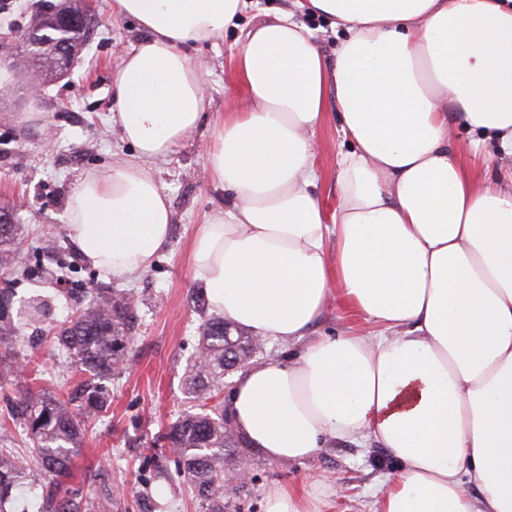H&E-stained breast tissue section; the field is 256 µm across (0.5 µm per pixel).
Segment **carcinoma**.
<instances>
[{
    "mask_svg": "<svg viewBox=\"0 0 512 512\" xmlns=\"http://www.w3.org/2000/svg\"><path fill=\"white\" fill-rule=\"evenodd\" d=\"M54 13L40 11L31 27L42 38L35 49H22L24 66L44 78L63 70L89 40L93 20L77 17L64 27L53 23ZM20 250L17 225L0 223V272L18 271L14 255ZM88 302L55 332L60 354L76 363L86 378L66 395L54 391L51 381L37 377V387L19 391L11 401L12 419L25 426L32 443L25 456L0 448V512L17 500V492L40 491L39 512H114L118 509L108 470L90 473L94 488L75 481L73 459L85 435L102 420L110 405L107 382L127 369L128 346L134 318V295L117 288H87ZM13 289L0 288V385H10L22 363L33 362L34 351L11 315ZM47 303L32 299L24 306L29 325L39 324ZM233 324L210 317L201 325L200 350L185 380L189 398L202 407L174 422L164 435L174 456L175 473L197 492L202 512H224V480L231 453L243 445L240 435H224V376L234 370L231 359L256 356L263 342L232 335Z\"/></svg>",
    "mask_w": 512,
    "mask_h": 512,
    "instance_id": "cac0c4a2",
    "label": "carcinoma"
}]
</instances>
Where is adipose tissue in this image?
I'll use <instances>...</instances> for the list:
<instances>
[{"label":"adipose tissue","mask_w":512,"mask_h":512,"mask_svg":"<svg viewBox=\"0 0 512 512\" xmlns=\"http://www.w3.org/2000/svg\"><path fill=\"white\" fill-rule=\"evenodd\" d=\"M340 41L327 59L292 12L248 30L235 105L203 176L232 192L198 230L193 277L212 310L287 353L240 368L228 404L266 459L375 441L395 474L372 512H512V185L465 166L481 141L512 156V0H296ZM249 0H112L146 32L112 75L138 157H167L210 106L188 46L223 38ZM351 144L339 203L316 194L328 110ZM465 127L469 139L456 135ZM170 204L121 163L83 174L69 229L115 277L166 247ZM336 302L379 335L320 336ZM276 488L266 512H327Z\"/></svg>","instance_id":"ef3b65f1"}]
</instances>
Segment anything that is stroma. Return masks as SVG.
I'll use <instances>...</instances> for the list:
<instances>
[{
	"label": "stroma",
	"mask_w": 512,
	"mask_h": 512,
	"mask_svg": "<svg viewBox=\"0 0 512 512\" xmlns=\"http://www.w3.org/2000/svg\"><path fill=\"white\" fill-rule=\"evenodd\" d=\"M83 4L99 27L69 72L43 84L41 96L34 98L28 94L33 76L15 71L12 95L0 101V205L14 207L25 245H33L50 230L60 238L58 252L32 256L35 273L14 275V308L22 310L36 296L48 300L45 321L27 327L25 333L36 342L46 378L58 389L69 390L77 377L60 362L52 337L78 309L81 298L67 296L45 278V271L71 262L75 271L70 287L94 281L136 297L133 360L129 370L112 379L106 417L85 437L73 471L81 476L105 464L118 495V512H199L194 488L160 477L158 470L167 455V428L195 409L185 393L202 323L195 302L199 286L193 278L191 243L205 218L223 212L233 200L231 192L200 179L203 149L214 123L232 107L224 85L231 76L233 53L250 28L274 12L290 11L312 32L326 58L334 57L337 40L322 18L295 11L293 0H252L238 27L227 29L223 39L189 48L211 100L208 116L166 159L140 162L169 200L170 238L149 270L117 278L101 272L76 249L68 231L69 212L81 174L137 160L133 147L107 117L114 103L112 72L145 33L133 19H114L111 0ZM33 106L47 113V126L26 121ZM315 145L317 193L331 210L338 200V160L350 145L332 117L317 131ZM243 469L249 481L234 480V473ZM228 471L232 478L224 483V512H265L269 489L293 487L315 494L324 482L335 493L336 512H371L374 493L385 486L394 467L375 443L340 442L302 463L270 461L244 446L230 458Z\"/></svg>",
	"instance_id": "obj_1"
}]
</instances>
